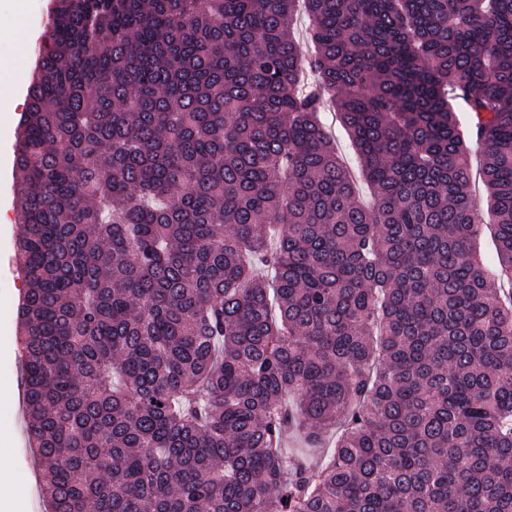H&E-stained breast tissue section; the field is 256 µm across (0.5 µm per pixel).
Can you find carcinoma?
Wrapping results in <instances>:
<instances>
[{"label":"carcinoma","instance_id":"obj_1","mask_svg":"<svg viewBox=\"0 0 512 512\" xmlns=\"http://www.w3.org/2000/svg\"><path fill=\"white\" fill-rule=\"evenodd\" d=\"M304 2L308 58L298 0H50L14 152L46 512H512V0ZM319 117L324 126L330 130L332 137L336 140L338 152L349 161L352 160L353 151L350 142L333 109L329 107L328 104H325ZM336 440V434L324 435L323 448H307L304 440L295 433L288 434L285 446L288 453L305 459L311 466L321 465L328 457Z\"/></svg>","mask_w":512,"mask_h":512}]
</instances>
